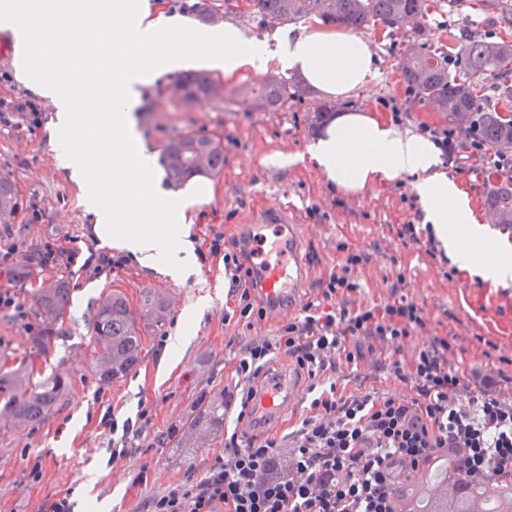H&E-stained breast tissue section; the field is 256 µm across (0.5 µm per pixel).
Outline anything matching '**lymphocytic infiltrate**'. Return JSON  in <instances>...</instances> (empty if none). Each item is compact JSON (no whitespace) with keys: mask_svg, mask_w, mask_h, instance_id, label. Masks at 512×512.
I'll use <instances>...</instances> for the list:
<instances>
[{"mask_svg":"<svg viewBox=\"0 0 512 512\" xmlns=\"http://www.w3.org/2000/svg\"><path fill=\"white\" fill-rule=\"evenodd\" d=\"M235 298L225 321L263 318L251 291L248 256L215 236ZM364 255L348 254L300 317L275 335L252 337L224 386V409L238 426L203 474L149 498L143 512H403L399 485L440 456L464 482L512 483V378L484 364L462 368L452 337L434 332L407 297L356 303ZM374 339L395 385L348 392L340 365L357 366L354 343ZM291 359L310 384L307 412L288 428L252 436L254 383L277 356Z\"/></svg>","mask_w":512,"mask_h":512,"instance_id":"1","label":"lymphocytic infiltrate"}]
</instances>
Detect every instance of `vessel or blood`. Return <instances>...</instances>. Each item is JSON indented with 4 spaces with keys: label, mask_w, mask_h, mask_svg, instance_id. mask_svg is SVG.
Returning <instances> with one entry per match:
<instances>
[{
    "label": "vessel or blood",
    "mask_w": 512,
    "mask_h": 512,
    "mask_svg": "<svg viewBox=\"0 0 512 512\" xmlns=\"http://www.w3.org/2000/svg\"><path fill=\"white\" fill-rule=\"evenodd\" d=\"M244 244L269 323L296 309V296L310 280L311 271L300 259L298 243L286 211L263 214L250 225ZM302 386L289 371L268 374L257 388L255 417L262 428L281 424L290 407L301 400Z\"/></svg>",
    "instance_id": "1"
}]
</instances>
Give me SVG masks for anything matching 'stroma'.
<instances>
[{
    "instance_id": "stroma-1",
    "label": "stroma",
    "mask_w": 512,
    "mask_h": 512,
    "mask_svg": "<svg viewBox=\"0 0 512 512\" xmlns=\"http://www.w3.org/2000/svg\"><path fill=\"white\" fill-rule=\"evenodd\" d=\"M425 36L413 29L377 27L365 31L374 45L377 76L371 84L341 100L311 92L276 111L253 108L241 93L256 82L250 72L224 79V94L192 106L183 105L171 88L147 91L137 110L139 129L151 149L164 152L169 141L185 132L213 135L224 143V168L209 174L213 192L196 206L198 220L189 229L199 260L195 274L175 280L126 258L123 266L100 275L44 271L26 284L0 274V290L22 292L42 279H66L71 305L53 365L66 369L72 391L62 406L36 430L0 438V512H38L47 498H67L74 512H141L145 500L179 482L186 471L203 473L214 453L224 447L174 448L166 436L182 425L202 397L223 390L234 369L233 358L249 337L271 336L266 320L225 323L228 278L222 258L210 256L214 235L242 240L244 227L256 211L284 208L298 224L301 255L314 271L308 285L316 291L347 253L364 254L358 269L356 295L364 303L387 299L391 287L403 282V293L425 310L431 323L454 334L464 365L498 362L512 376V287H490L487 280L453 270L438 249L404 245L397 225L420 211L413 177L348 193L326 180L310 161L308 145L320 128L314 113L373 110L403 131L423 134L444 128L445 115L420 98L405 83L403 64L411 47L425 41L448 48L469 38L512 37V0H426ZM37 121L18 119L0 124V174L14 182L23 202L18 221L0 236V249L15 242L35 248L45 242L78 240L83 252L107 251L85 213L88 183L70 181L59 166L47 127L54 113L37 101ZM442 170L467 193L478 215H485L486 195L503 183L486 165L468 159L464 150L442 161ZM467 288L465 299L454 291ZM156 288L171 299L162 330L144 331V357L127 378L101 385L90 363L88 325L99 299L111 291L126 294L138 307L143 289ZM186 334L180 351L174 336ZM370 340H362L367 355L357 367L341 365L338 376L349 390L392 386V378L376 371ZM148 410L149 422L124 461L108 465L109 433L99 421L105 411L118 420L136 418Z\"/></svg>"
}]
</instances>
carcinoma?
I'll use <instances>...</instances> for the list:
<instances>
[{
    "label": "carcinoma",
    "mask_w": 512,
    "mask_h": 512,
    "mask_svg": "<svg viewBox=\"0 0 512 512\" xmlns=\"http://www.w3.org/2000/svg\"><path fill=\"white\" fill-rule=\"evenodd\" d=\"M253 13L263 21L276 25L306 17H317L325 24L342 26L352 32L376 25L395 26L401 17L413 14L424 17L425 0H251ZM198 18L204 23L218 19L211 0L195 4ZM465 61L464 72L450 70V54L422 50L410 57L403 69L407 85L436 102L438 111L448 122L465 133L477 134L493 154H512V119L501 110L483 106L477 87L495 82L512 98V43L468 39L460 45ZM185 97L201 99L218 96L215 81L205 74L181 77ZM259 98V108L278 110L290 98H303L309 91L295 85L291 88L271 76L242 87ZM200 150L207 158V171L224 168V145L221 141L181 134L166 147L169 178L182 182L196 174L189 166L193 152ZM490 211L499 215V224H512V186L505 184L486 199ZM22 208L15 185L0 176V214H14ZM71 288L62 279L42 283L30 294L36 331L19 337L14 352L0 355V437L37 429L64 400L72 383L67 372L56 369L45 372L48 359L61 339ZM168 296L147 288L141 293L139 309H133L121 292L114 290L100 298L88 331L92 352V369L98 381L108 385L126 377L141 362L144 352L142 322L162 330L169 312ZM224 429V392L198 402L196 414L182 424L176 437L179 448H206L214 431ZM451 461H436L422 469L403 487L405 509L420 512H482L485 497L500 496L499 512H512V484L488 480L462 486L449 479Z\"/></svg>",
    "instance_id": "obj_1"
}]
</instances>
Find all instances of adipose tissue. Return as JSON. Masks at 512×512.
I'll return each mask as SVG.
<instances>
[{"label": "adipose tissue", "instance_id": "obj_1", "mask_svg": "<svg viewBox=\"0 0 512 512\" xmlns=\"http://www.w3.org/2000/svg\"><path fill=\"white\" fill-rule=\"evenodd\" d=\"M19 9L18 0H0V28L12 35L14 77L22 83L35 69L72 66L70 56L59 51L34 54V43L48 41L57 29L72 47L98 48L102 20L111 17L107 79L54 78L28 83L29 89L52 105L54 128L72 133L56 144L59 165L79 183L99 167L112 183L111 205L96 196L85 200L98 236L129 252L140 266L177 280L199 267L188 229L196 220L195 199L209 188L193 181L175 192L163 188L159 156L138 128L144 89L191 69L230 77L276 68L300 75L325 97L341 99L375 74L369 42L340 28L277 31L256 40L229 22L197 29L149 0H39L23 26L17 23ZM308 154L327 180L351 193L414 177L424 220L458 268L512 286V245L489 233L458 182L440 170V150L432 140L400 131L369 111H346L330 118Z\"/></svg>", "mask_w": 512, "mask_h": 512}]
</instances>
